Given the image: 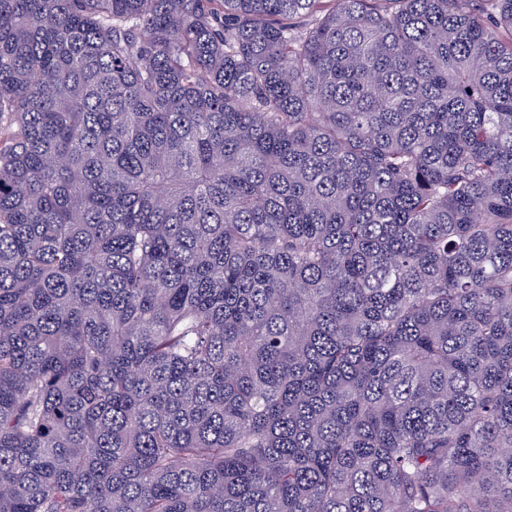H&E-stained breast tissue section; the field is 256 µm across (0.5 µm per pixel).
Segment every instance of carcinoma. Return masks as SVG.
Masks as SVG:
<instances>
[{
    "instance_id": "carcinoma-1",
    "label": "carcinoma",
    "mask_w": 512,
    "mask_h": 512,
    "mask_svg": "<svg viewBox=\"0 0 512 512\" xmlns=\"http://www.w3.org/2000/svg\"><path fill=\"white\" fill-rule=\"evenodd\" d=\"M0 0V512H512V0Z\"/></svg>"
}]
</instances>
